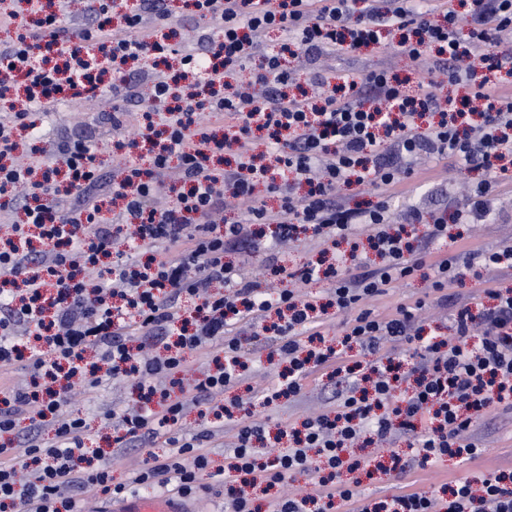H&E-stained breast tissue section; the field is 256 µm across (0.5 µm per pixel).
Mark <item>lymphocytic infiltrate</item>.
I'll use <instances>...</instances> for the list:
<instances>
[{"instance_id":"f902f5d3","label":"lymphocytic infiltrate","mask_w":512,"mask_h":512,"mask_svg":"<svg viewBox=\"0 0 512 512\" xmlns=\"http://www.w3.org/2000/svg\"><path fill=\"white\" fill-rule=\"evenodd\" d=\"M24 3L27 21L0 14L1 28L17 29L0 45V100L26 84L25 103L0 123V210L25 215L0 235V367L28 369L31 380L0 389V434L13 433L19 416L32 422L25 454L0 443V512L18 502L25 512H73L78 496L110 499L134 487L188 496L205 471L232 495L233 512H251L257 478L275 485L306 471L320 475L321 506L310 510L313 495L286 494L273 512H512V474L458 479L441 502L397 493L375 508L343 477L362 465L350 454L362 435L382 440L397 429L411 433L420 465L474 460L483 453L470 433L474 424L493 409L512 410V289L491 278L512 270V245L431 250L447 240L449 223L487 217L489 196L512 177V89L501 79L512 75V52L499 49L501 34L512 31V0H470L463 13L451 0H192L194 22L212 32L198 51L144 26L148 15L167 26V0H140L129 14L118 12L117 0H85L88 21L76 29L63 26L49 0ZM270 33L281 36L272 50L261 42ZM386 34L413 65H427L432 81L412 92L377 66L318 72L319 93H290L296 77L287 56L357 50ZM257 55L259 96L244 91L242 80ZM474 56L480 67L469 66ZM168 59L172 73L157 74L151 104L134 121L118 105L104 116L122 133L119 179L107 180L96 142L83 137L61 139L40 171L13 163L17 130L38 139L60 95L100 97ZM445 83L462 96H439ZM257 131L266 134L259 153L250 146ZM423 154L482 178L452 217L413 209L405 223L392 224V202ZM168 175L185 190L156 205L157 184ZM354 184L372 189L366 206L344 203L342 188ZM260 186L279 199L278 210L258 201ZM104 194L119 205L135 248L150 252L147 262L113 258V227L99 217ZM229 202L240 210L237 220L216 224ZM254 224L276 225L278 238L289 240L310 225L334 261L291 268L270 253L262 275L235 280L224 256L248 258L261 249L248 232ZM414 224L425 227L417 244L408 231ZM369 248L381 260L374 269L366 263ZM421 270L438 302L451 306L447 332H424L409 304L390 316L370 306ZM216 282L224 291H212ZM320 282L330 284L346 317L334 346L325 342L324 307L298 291ZM469 282L494 302L483 316L448 300L446 287ZM187 299L193 316L184 319ZM245 320L267 325L270 355L287 365L262 392L264 406L298 396L317 367L329 369L336 386V408L305 419L293 448L272 457L260 448L261 424L214 400L243 381L236 329ZM385 340L404 346L414 360L410 371L380 355ZM206 345L214 350L207 369L184 385L189 356ZM351 349L358 358L349 367ZM75 377L87 389L108 378L140 391L116 424L117 447L147 452L125 481L113 482L111 465L86 448L85 419L62 411ZM409 379L411 395L398 398ZM190 404L214 421L175 437ZM45 421L54 427L48 440ZM228 421L237 426L233 456L215 470L205 444ZM162 436L171 450L160 454L154 447ZM20 461L32 469L23 483Z\"/></svg>"}]
</instances>
